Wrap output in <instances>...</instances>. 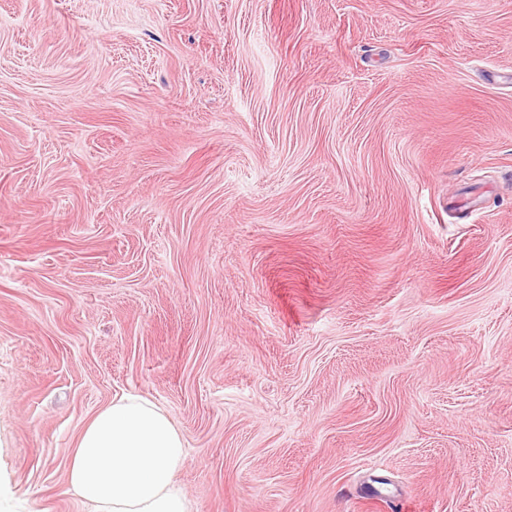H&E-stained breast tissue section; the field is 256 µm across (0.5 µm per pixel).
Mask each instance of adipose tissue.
Returning a JSON list of instances; mask_svg holds the SVG:
<instances>
[{"label": "adipose tissue", "instance_id": "obj_1", "mask_svg": "<svg viewBox=\"0 0 512 512\" xmlns=\"http://www.w3.org/2000/svg\"><path fill=\"white\" fill-rule=\"evenodd\" d=\"M184 459L183 437L163 410L127 394L83 427L68 483L93 512H189L175 481Z\"/></svg>", "mask_w": 512, "mask_h": 512}]
</instances>
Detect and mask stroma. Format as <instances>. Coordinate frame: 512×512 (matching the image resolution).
Returning a JSON list of instances; mask_svg holds the SVG:
<instances>
[{
	"label": "stroma",
	"mask_w": 512,
	"mask_h": 512,
	"mask_svg": "<svg viewBox=\"0 0 512 512\" xmlns=\"http://www.w3.org/2000/svg\"><path fill=\"white\" fill-rule=\"evenodd\" d=\"M125 394L191 512H512V0H0V512Z\"/></svg>",
	"instance_id": "35a3bbf8"
}]
</instances>
